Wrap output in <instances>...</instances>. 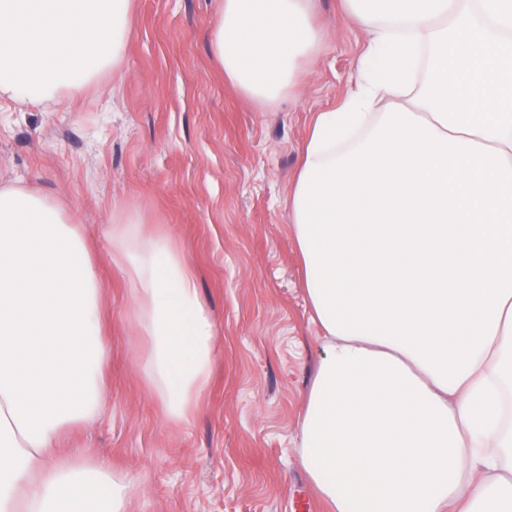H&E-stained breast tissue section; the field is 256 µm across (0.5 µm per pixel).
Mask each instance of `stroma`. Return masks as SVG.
Instances as JSON below:
<instances>
[{"label": "stroma", "instance_id": "1", "mask_svg": "<svg viewBox=\"0 0 512 512\" xmlns=\"http://www.w3.org/2000/svg\"><path fill=\"white\" fill-rule=\"evenodd\" d=\"M326 37L300 93L262 104L210 48L217 0H132L120 66L87 93L0 112V178L66 199L96 260L106 390L74 446L136 481L131 512H326L301 464L298 423L317 359L288 194L316 113L338 107L367 35L314 0ZM171 233L217 325L196 419L172 424L137 370L142 338L108 262L118 211Z\"/></svg>", "mask_w": 512, "mask_h": 512}]
</instances>
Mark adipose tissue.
<instances>
[{
  "label": "adipose tissue",
  "instance_id": "obj_1",
  "mask_svg": "<svg viewBox=\"0 0 512 512\" xmlns=\"http://www.w3.org/2000/svg\"><path fill=\"white\" fill-rule=\"evenodd\" d=\"M311 0H220L211 50L268 103L323 42ZM368 39L317 113L288 218L321 331L299 440L328 512H512V0H341ZM130 0H0V106L117 68ZM110 261L176 425L211 382L195 272L139 210ZM95 262L63 198L0 185V512H129L132 480L61 448L101 408Z\"/></svg>",
  "mask_w": 512,
  "mask_h": 512
}]
</instances>
